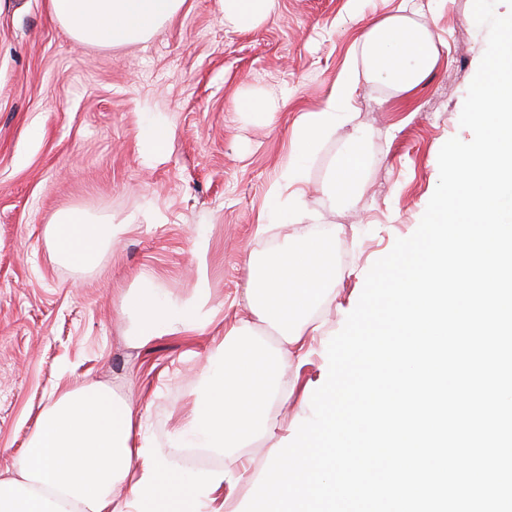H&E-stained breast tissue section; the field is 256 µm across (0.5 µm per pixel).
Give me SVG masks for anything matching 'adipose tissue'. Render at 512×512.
<instances>
[{
    "mask_svg": "<svg viewBox=\"0 0 512 512\" xmlns=\"http://www.w3.org/2000/svg\"><path fill=\"white\" fill-rule=\"evenodd\" d=\"M276 0H224V22L237 30L267 18ZM185 0H49L52 18L74 39L104 47L148 41L182 9ZM438 48L427 31L396 13L373 23L363 35L362 65H350L323 105L303 113L292 128L293 153L257 215L258 231L291 224L301 198L285 201L283 191L301 184L307 163L321 141L351 126L349 161L334 174V189L360 192L353 159L366 137L354 126L350 100L360 76L406 92L435 67ZM122 225L93 220L78 209L60 212L50 228L57 257L75 267L93 265L121 233ZM335 237L312 227L268 258L247 257L249 278L243 297L250 311L275 328L283 340L272 350L256 337L250 322L239 321L224 336L200 376L196 411L176 436L180 448H208L223 454L220 470L186 474L163 449L132 443L135 411L103 387L65 392L42 414L30 445L0 478V512H201L223 487H235L246 472L247 448L273 436L276 403L288 402L278 378L311 351V327L336 298ZM132 303L137 315L131 333L140 343L193 330L214 312L203 293L183 300L164 296L151 275H141ZM128 484L129 497L117 503L114 490Z\"/></svg>",
    "mask_w": 512,
    "mask_h": 512,
    "instance_id": "ef3b65f1",
    "label": "adipose tissue"
}]
</instances>
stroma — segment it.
I'll return each instance as SVG.
<instances>
[{
    "label": "stroma",
    "mask_w": 512,
    "mask_h": 512,
    "mask_svg": "<svg viewBox=\"0 0 512 512\" xmlns=\"http://www.w3.org/2000/svg\"><path fill=\"white\" fill-rule=\"evenodd\" d=\"M399 4L367 0L356 22L347 0H277L259 25L232 31L223 0H185L150 41L104 48L69 36L49 0H0V477L28 448L42 413L85 386L133 404L136 442L181 456L172 442L194 415L199 374L245 314L234 301L248 277L245 258L267 256L301 231H255L291 152L293 124L337 85L367 22ZM472 10L473 0H432L419 17L439 60L411 91L361 78L352 107L368 133L362 193L329 189L347 157L348 129L326 137L308 162L306 222L334 230L341 259L325 333L343 328L372 265L417 229L443 144L470 137L459 119L488 37L471 28ZM281 91L273 119L238 108L243 97ZM146 112L162 113L171 128L155 158L138 138ZM71 208L127 224L94 267L68 266L48 241L49 224ZM144 272L172 299L205 281L214 321L136 345L128 300ZM326 355L315 344L306 364L282 376L293 394L279 412L282 443L311 416L300 395L326 381Z\"/></svg>",
    "instance_id": "1"
}]
</instances>
